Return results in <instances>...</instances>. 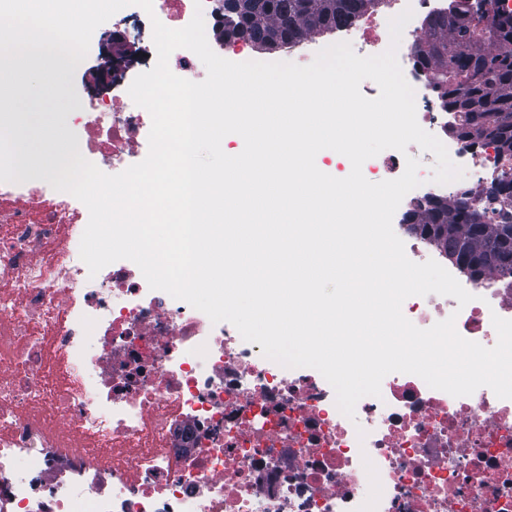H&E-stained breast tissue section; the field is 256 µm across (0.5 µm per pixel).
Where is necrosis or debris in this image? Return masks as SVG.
Instances as JSON below:
<instances>
[{
    "instance_id": "obj_1",
    "label": "necrosis or debris",
    "mask_w": 512,
    "mask_h": 512,
    "mask_svg": "<svg viewBox=\"0 0 512 512\" xmlns=\"http://www.w3.org/2000/svg\"><path fill=\"white\" fill-rule=\"evenodd\" d=\"M345 27L365 56L390 45L389 21L413 16L397 47L419 125L438 137L484 220L487 169L512 159L448 133L443 105L414 55L427 19L461 6L512 16V0H382ZM221 0H155L167 27ZM152 119L124 84L87 98L60 127L85 159L130 166ZM86 206L40 181L16 178L0 155V512H512V399L487 387L454 397L394 372L380 396L347 418L315 369L286 368L237 329L214 324L149 289L132 261L90 274L79 247ZM473 301L412 296L418 328L455 317L465 339L491 348L493 316L512 320V275L465 282Z\"/></svg>"
}]
</instances>
